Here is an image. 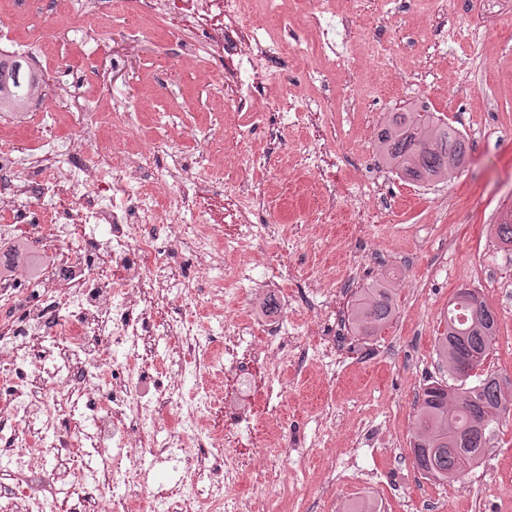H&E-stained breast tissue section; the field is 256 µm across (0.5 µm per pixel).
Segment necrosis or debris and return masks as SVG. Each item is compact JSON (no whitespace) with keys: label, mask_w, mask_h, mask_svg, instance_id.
<instances>
[{"label":"necrosis or debris","mask_w":512,"mask_h":512,"mask_svg":"<svg viewBox=\"0 0 512 512\" xmlns=\"http://www.w3.org/2000/svg\"><path fill=\"white\" fill-rule=\"evenodd\" d=\"M82 221L112 229L107 275L84 274L70 287L41 280V303L27 289L0 280V303L11 313L0 318V449L9 454L16 483L0 492V512H89L82 489L107 484L90 512H258L265 501L262 480H251L249 496L236 488L250 480L251 462L238 452L239 431L225 428L223 401L213 380L227 363L268 371L284 363L291 342L285 331L264 337L260 347L240 334L217 336L196 321L162 315L171 291L189 303L225 308L231 283L251 280L246 267H228L224 258L249 239H262L261 224L164 223L147 196L124 207L82 205ZM188 249L213 275L199 284L171 260ZM166 337L163 357L144 359L152 335ZM52 356L38 374L29 372L30 346ZM42 395L33 398L30 385ZM67 404L69 419L56 427V411ZM43 416L34 427V416ZM50 456L72 463L69 478L50 477L33 485L30 471ZM182 474L180 485L158 488L144 467L148 459Z\"/></svg>","instance_id":"4bbe7bcc"}]
</instances>
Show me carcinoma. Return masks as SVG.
<instances>
[{"label": "carcinoma", "instance_id": "1", "mask_svg": "<svg viewBox=\"0 0 512 512\" xmlns=\"http://www.w3.org/2000/svg\"><path fill=\"white\" fill-rule=\"evenodd\" d=\"M44 82L20 56L0 53V111H17L42 96ZM382 163L399 177L432 184L451 180L469 157L466 139L448 122L423 111L394 112L377 133ZM33 270L29 249L17 241L0 256V278ZM392 289L377 283L356 300L350 322L362 336H376L393 320ZM498 320L482 298L459 289L448 302L445 328L436 341L439 363L451 382L433 381L418 396L411 450L427 478L455 481L477 467L512 413V385L485 368Z\"/></svg>", "mask_w": 512, "mask_h": 512}]
</instances>
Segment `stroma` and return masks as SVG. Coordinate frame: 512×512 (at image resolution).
I'll return each instance as SVG.
<instances>
[{
  "mask_svg": "<svg viewBox=\"0 0 512 512\" xmlns=\"http://www.w3.org/2000/svg\"><path fill=\"white\" fill-rule=\"evenodd\" d=\"M203 11H146L143 0H73L82 22L47 4L30 20L22 0H0L12 22L0 49L24 57L59 97L56 115L41 101L21 114L0 112V153L20 183L66 161L91 169L112 140L103 113L150 124L160 149L152 167L206 172L205 221L244 216L270 224L280 245L246 241L226 265L247 264L250 286L229 302L248 335L287 328L298 355L273 382L286 414L277 429L290 448L284 494L265 512H345L374 500L381 512H512V417L504 418L487 459L462 479L439 485L420 475L410 449L418 393L447 378L433 350L457 289L476 290L498 319L490 361L512 380V250L495 235L512 220V0H325L333 52L296 56L276 43L317 41L312 0H288L281 28L266 0ZM207 42L187 54L185 40ZM426 109L459 130L471 151L450 183L403 181L379 159L375 137L393 112ZM197 128L201 139L177 134ZM90 147L69 154L70 143ZM249 199L235 194L240 181ZM82 188L23 193L6 216L0 246H29L37 273L60 255L30 238L44 206L72 223ZM276 266L270 276L268 266ZM386 281L397 314L379 335H356L348 321L362 288ZM336 339L319 355L320 335ZM259 373L225 401L226 418L258 420Z\"/></svg>",
  "mask_w": 512,
  "mask_h": 512,
  "instance_id": "35a3bbf8",
  "label": "stroma"
}]
</instances>
